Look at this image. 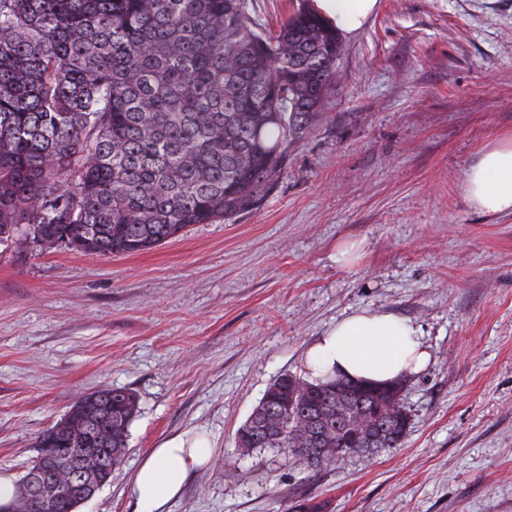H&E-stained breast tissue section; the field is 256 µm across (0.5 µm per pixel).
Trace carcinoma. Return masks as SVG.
I'll return each mask as SVG.
<instances>
[{"label": "carcinoma", "mask_w": 512, "mask_h": 512, "mask_svg": "<svg viewBox=\"0 0 512 512\" xmlns=\"http://www.w3.org/2000/svg\"><path fill=\"white\" fill-rule=\"evenodd\" d=\"M343 53L306 7L268 34L247 0H0V245L135 254L257 208L320 117ZM403 391L402 379L375 394L283 373L236 446L307 470L397 448L410 424ZM136 412L128 390L83 395L38 437L24 477L74 478L47 449L55 436L109 449L110 478ZM357 415L380 443L354 438Z\"/></svg>", "instance_id": "obj_1"}]
</instances>
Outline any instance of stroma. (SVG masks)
<instances>
[{
    "label": "stroma",
    "instance_id": "35a3bbf8",
    "mask_svg": "<svg viewBox=\"0 0 512 512\" xmlns=\"http://www.w3.org/2000/svg\"><path fill=\"white\" fill-rule=\"evenodd\" d=\"M311 133L257 209L111 257L0 245V472L82 394L138 400L127 452L78 512H138L149 448L213 441L170 512H512V216L465 197L483 151L512 137V0H379L344 37ZM356 243L351 265L336 253ZM422 331L401 446L314 472L237 428L280 374L360 309Z\"/></svg>",
    "mask_w": 512,
    "mask_h": 512
}]
</instances>
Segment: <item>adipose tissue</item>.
Listing matches in <instances>:
<instances>
[{
	"mask_svg": "<svg viewBox=\"0 0 512 512\" xmlns=\"http://www.w3.org/2000/svg\"><path fill=\"white\" fill-rule=\"evenodd\" d=\"M378 0H314L315 11L348 35L360 32ZM466 198L476 209L512 215V139L484 151L465 174ZM428 351L408 320L388 312L362 310L347 315L314 342L306 355L310 379L346 377L374 385L419 372ZM210 438L186 431L148 451L130 482L139 512H168L188 479L212 458Z\"/></svg>",
	"mask_w": 512,
	"mask_h": 512,
	"instance_id": "1",
	"label": "adipose tissue"
}]
</instances>
